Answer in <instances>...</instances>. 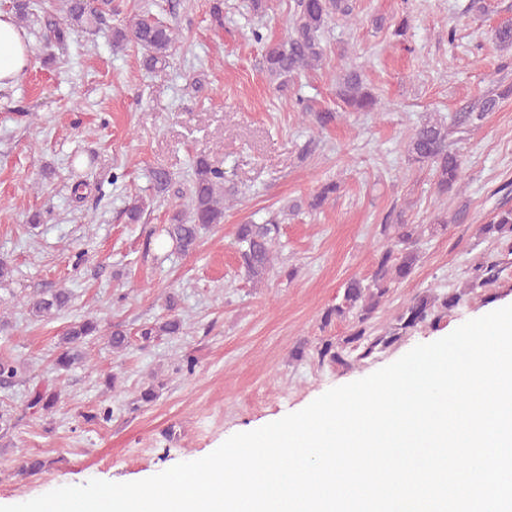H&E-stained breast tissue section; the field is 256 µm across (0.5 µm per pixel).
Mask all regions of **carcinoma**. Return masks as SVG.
Segmentation results:
<instances>
[{
    "label": "carcinoma",
    "instance_id": "obj_1",
    "mask_svg": "<svg viewBox=\"0 0 512 512\" xmlns=\"http://www.w3.org/2000/svg\"><path fill=\"white\" fill-rule=\"evenodd\" d=\"M0 6L19 24L35 19L39 24L46 63L55 59V50L66 46L71 36L100 32L107 27L109 18L121 14L119 6L112 4V0H3ZM335 13L351 14L345 0H297L290 34L285 40L268 45L264 55L265 70L277 82L279 90L288 89L291 81L321 62L324 55L321 34ZM111 37L116 50H123L129 44L136 47L141 52L143 67L149 71L163 69L169 64L177 42L173 28L147 9L130 13L112 26ZM338 97L350 112H372L378 105V98L368 89L361 73L355 70L344 74L338 82ZM498 99L497 95L483 98L477 110L456 114L454 125H478L487 113L495 110ZM408 152L413 163L433 171L439 193L448 194L457 188L462 177L463 155L448 144L447 125L438 120L421 123L410 136ZM338 189L335 182L323 184L308 206L320 208ZM225 201L224 171L205 158L196 159L188 188L187 209L174 212L170 222L161 229V235L176 250L192 251L203 230L224 223ZM427 228L433 232L443 231L447 225L407 224L402 219L395 224L383 225L386 243L379 250L372 276L349 280L340 302L327 309L323 317L326 324L334 318L351 320L350 333L334 343H322L316 349L319 361L329 360L349 366L354 352L356 359L361 360L387 349L422 324H438L448 311L460 305L465 295L498 279L502 272L499 262L478 263L470 270L466 288L440 297L417 295L403 306L393 325L377 332L374 325L376 313L391 296L396 284L413 273L420 258L419 244ZM278 232L279 221L275 215L262 224H239L236 227L235 241L242 266L246 276L255 283L263 282L274 269V244ZM480 232L486 238L508 243V252L512 253V208L500 209L490 223L481 225ZM69 301L67 289L58 288L36 295L27 306L33 317L51 318L65 309ZM175 309V302L168 301V315L142 329L141 336L148 340L153 336L179 333L183 320L174 314ZM99 331L98 321L91 317L70 324L60 338L55 364L66 369L83 358L82 345ZM108 344L116 352L127 349L129 340L122 326H113L108 333ZM18 373L19 366L13 358L0 357L1 382H13ZM56 403L54 395L36 391L26 401L24 410L49 412Z\"/></svg>",
    "mask_w": 512,
    "mask_h": 512
}]
</instances>
